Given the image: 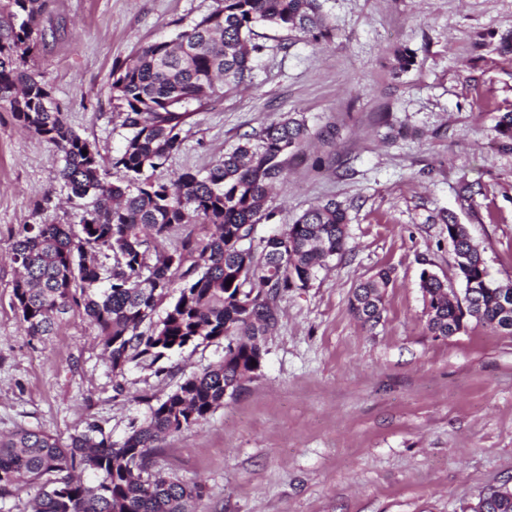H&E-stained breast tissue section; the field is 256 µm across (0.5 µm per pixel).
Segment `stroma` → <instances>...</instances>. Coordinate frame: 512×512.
<instances>
[{
    "instance_id": "obj_1",
    "label": "stroma",
    "mask_w": 512,
    "mask_h": 512,
    "mask_svg": "<svg viewBox=\"0 0 512 512\" xmlns=\"http://www.w3.org/2000/svg\"><path fill=\"white\" fill-rule=\"evenodd\" d=\"M221 0H50L54 28L27 60L68 125L104 160L126 131L111 72L140 47L171 40ZM332 41L255 27L249 80L184 126L168 181L210 167L282 115L310 136L282 157L271 220L281 232L318 201L346 207L347 245L304 288L277 301L260 371L207 420L167 436L155 468L201 487L195 512H464L481 491L512 487V335L473 320L449 337L426 327L419 276L463 286L437 212L466 224L492 278L512 282V149L496 132L512 111V0H324ZM415 63L395 73L394 52ZM54 147L0 104V436L61 437L95 425L122 442L188 375L224 355L199 341L151 366L113 373L82 311L51 336H28L14 304L9 244L19 225L78 226L83 209ZM480 183L474 199L462 182ZM389 270L382 317L349 309L360 280Z\"/></svg>"
}]
</instances>
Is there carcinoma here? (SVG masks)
<instances>
[{
  "label": "carcinoma",
  "mask_w": 512,
  "mask_h": 512,
  "mask_svg": "<svg viewBox=\"0 0 512 512\" xmlns=\"http://www.w3.org/2000/svg\"><path fill=\"white\" fill-rule=\"evenodd\" d=\"M46 7L47 0H0V102L9 104L22 127L53 145L61 178L90 205L76 231L36 222L13 236L11 259L21 269L13 294L25 330L49 336L57 319L81 306L118 373L138 360L154 365L199 339L237 340L219 362L150 406L146 423L120 444L96 426L65 441L27 428L0 437V498L27 488L34 491L33 512H194L198 486L152 469L157 442L206 420L225 395H235L261 369L265 336L277 321L276 300L306 287L326 261L344 253L348 218L329 198L263 240L261 250L253 248L255 225L272 217L263 212L267 194L284 179L281 156L309 135L305 121L291 114L246 137L204 171L184 172L170 183L152 172L181 150L192 104L201 106L250 75L247 40L255 26L314 41L330 38L332 29L322 0H222L175 39L142 47L112 69V100L127 134L108 167L96 147L67 125L39 74L25 68V56L47 35L32 26ZM496 128L511 148L512 112L503 113ZM112 167L123 180L112 181ZM193 219L211 226L207 239L187 235L172 249L162 247L174 226ZM436 220L448 225L458 277L473 300L461 309L448 286L423 270L428 331L453 336L473 318L511 336L512 283L489 276L466 226L452 213L442 211ZM141 227L153 239L151 256ZM177 281V296L154 320ZM389 283L382 270L354 288L350 308L363 323L379 321ZM77 471L93 481L75 478ZM486 512H512V488L500 486Z\"/></svg>",
  "instance_id": "cac0c4a2"
}]
</instances>
